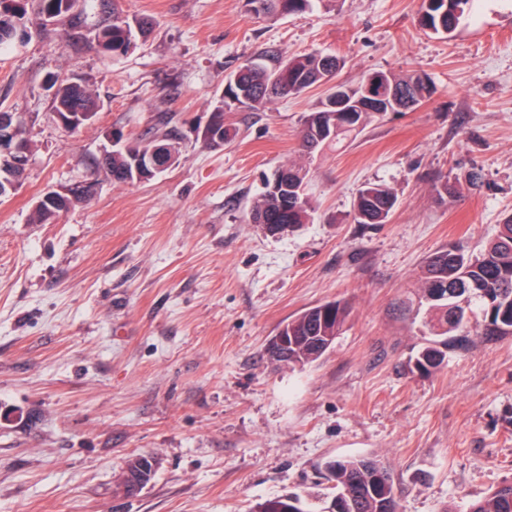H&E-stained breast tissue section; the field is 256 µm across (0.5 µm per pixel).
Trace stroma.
I'll list each match as a JSON object with an SVG mask.
<instances>
[{"instance_id": "1", "label": "stroma", "mask_w": 512, "mask_h": 512, "mask_svg": "<svg viewBox=\"0 0 512 512\" xmlns=\"http://www.w3.org/2000/svg\"><path fill=\"white\" fill-rule=\"evenodd\" d=\"M420 4L317 0L257 17L245 0H79L46 21L27 0L0 51V111L31 143L0 200V512H248L326 494L325 461L356 455L390 464L402 512H465L512 482V336L472 332L439 371L413 366L425 259L478 253L512 214V0H476L449 37L421 29ZM116 10L152 22L122 55L95 39ZM315 50L344 60L337 82L421 73L436 91L315 154L308 223L273 236L249 208L262 175L298 159L324 88L225 113L237 136L223 147L197 134L256 52ZM57 80L95 96L79 132L53 112ZM157 130L177 163L113 182L104 152ZM473 167L478 187L437 199ZM369 183L397 195L386 223L352 219ZM49 191L80 201L41 224ZM327 302L348 308L332 347L303 368L273 364L281 324ZM140 453L157 473L128 495L119 475Z\"/></svg>"}]
</instances>
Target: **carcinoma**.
I'll use <instances>...</instances> for the list:
<instances>
[{"label": "carcinoma", "mask_w": 512, "mask_h": 512, "mask_svg": "<svg viewBox=\"0 0 512 512\" xmlns=\"http://www.w3.org/2000/svg\"><path fill=\"white\" fill-rule=\"evenodd\" d=\"M39 15L50 19L64 17L75 7L76 0H38ZM475 0H422L419 24L434 34L451 36L461 18L471 11ZM316 0H247L254 13L263 16L302 15L312 10ZM26 12L25 6L6 4L0 0V49L8 46L16 33L15 18ZM100 46L114 53L126 52L133 43V30L120 15L98 34ZM341 59L333 54L314 51L283 59L274 66L265 63L260 52L245 61L226 80L215 127L201 132L204 145L211 146L209 134H217L221 144L235 137V130L224 124V113L241 108L258 109L274 98L299 97L313 88L335 80ZM379 83L366 90L369 79L355 86L343 85L348 99L343 110L321 100L312 112L302 116L300 153L337 148L360 132L374 114L414 109L434 93L430 78L413 73L396 77L377 72ZM405 91L400 99L389 97L392 88ZM55 113L67 117L69 112H94L95 98L82 86L62 83L55 92ZM153 142L168 146L172 159L179 150L164 134L138 139L112 151L104 165L112 181L126 183L141 149ZM308 171L297 162L278 168L273 177L263 181L254 198L249 221L269 227L286 224L296 228L308 221L310 201L305 186ZM397 203V195L384 184L363 186L353 201V220L358 224H383ZM461 289L456 298L432 300V290L442 285ZM421 288L428 303L426 325L430 338L418 352V365L423 362L439 369L446 348L455 341V333L470 326L483 328L492 336L512 335V215L504 218L494 238L476 255H469L451 245L430 256L424 265ZM346 306L328 302L309 308L288 319V368L303 367L319 360L323 346L335 341L346 321ZM430 368V369H432ZM424 369V372H430ZM331 494L314 503L298 493L277 496L254 504L251 512H327L331 503L340 505L339 512H400L398 489L390 467L377 457L356 456L331 459L324 465ZM467 512H512V483H504L483 498L470 503Z\"/></svg>", "instance_id": "1"}]
</instances>
